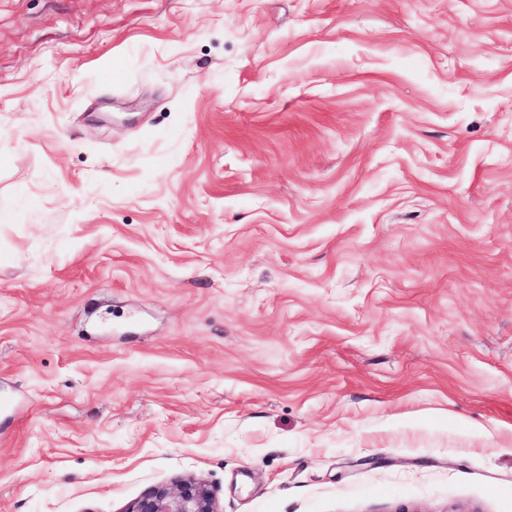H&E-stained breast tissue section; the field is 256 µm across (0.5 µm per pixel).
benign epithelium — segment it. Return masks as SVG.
I'll use <instances>...</instances> for the list:
<instances>
[{
  "label": "benign epithelium",
  "mask_w": 512,
  "mask_h": 512,
  "mask_svg": "<svg viewBox=\"0 0 512 512\" xmlns=\"http://www.w3.org/2000/svg\"><path fill=\"white\" fill-rule=\"evenodd\" d=\"M124 512H219L212 490L192 478L156 487L132 502Z\"/></svg>",
  "instance_id": "obj_1"
}]
</instances>
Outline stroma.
Wrapping results in <instances>:
<instances>
[{"label":"stroma","mask_w":512,"mask_h":512,"mask_svg":"<svg viewBox=\"0 0 512 512\" xmlns=\"http://www.w3.org/2000/svg\"><path fill=\"white\" fill-rule=\"evenodd\" d=\"M0 512H512V0H0ZM125 512H219L212 490L188 478L156 487L132 502Z\"/></svg>","instance_id":"stroma-1"}]
</instances>
